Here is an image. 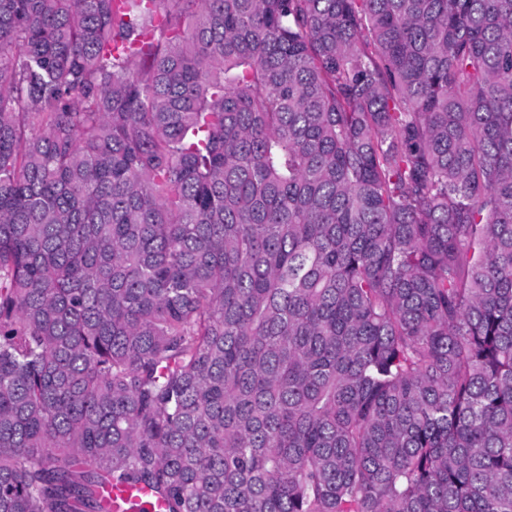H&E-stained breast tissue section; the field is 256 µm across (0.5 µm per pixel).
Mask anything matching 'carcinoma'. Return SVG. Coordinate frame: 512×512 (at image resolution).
Listing matches in <instances>:
<instances>
[{
    "mask_svg": "<svg viewBox=\"0 0 512 512\" xmlns=\"http://www.w3.org/2000/svg\"><path fill=\"white\" fill-rule=\"evenodd\" d=\"M0 0V512H512V0Z\"/></svg>",
    "mask_w": 512,
    "mask_h": 512,
    "instance_id": "1",
    "label": "carcinoma"
}]
</instances>
